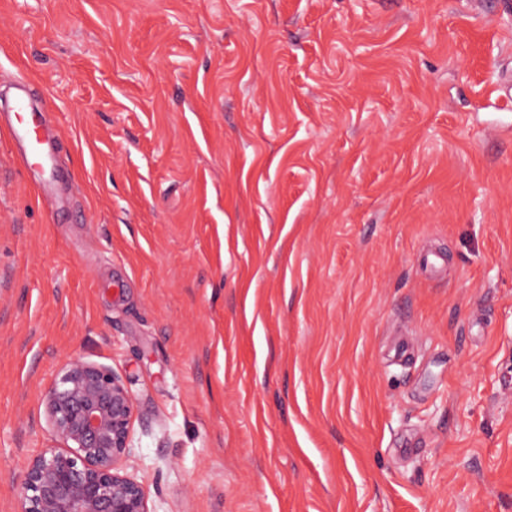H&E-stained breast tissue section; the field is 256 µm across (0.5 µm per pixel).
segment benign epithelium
<instances>
[{
    "label": "benign epithelium",
    "mask_w": 512,
    "mask_h": 512,
    "mask_svg": "<svg viewBox=\"0 0 512 512\" xmlns=\"http://www.w3.org/2000/svg\"><path fill=\"white\" fill-rule=\"evenodd\" d=\"M136 408L112 369L69 357L45 400L53 445L28 462L19 512H150L145 487L124 471Z\"/></svg>",
    "instance_id": "benign-epithelium-1"
}]
</instances>
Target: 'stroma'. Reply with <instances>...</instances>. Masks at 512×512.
Instances as JSON below:
<instances>
[{"instance_id": "35a3bbf8", "label": "stroma", "mask_w": 512, "mask_h": 512, "mask_svg": "<svg viewBox=\"0 0 512 512\" xmlns=\"http://www.w3.org/2000/svg\"><path fill=\"white\" fill-rule=\"evenodd\" d=\"M501 2L0 0V512L71 355L151 512H512ZM15 88L17 92L12 103L15 123L10 127L11 137L25 148L23 159L25 167L37 166L45 172L48 154L45 142L40 135V114L29 112V98L32 91L25 80H17Z\"/></svg>"}]
</instances>
